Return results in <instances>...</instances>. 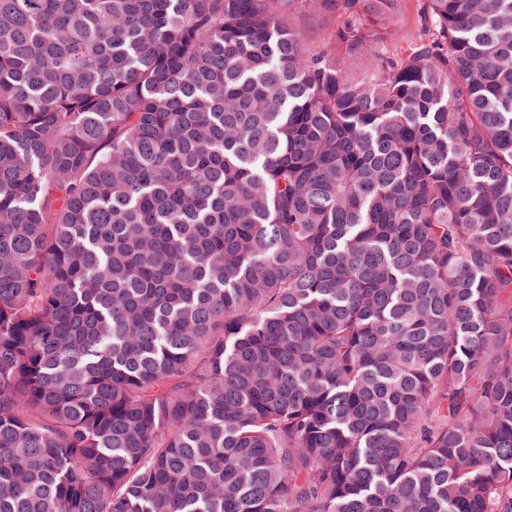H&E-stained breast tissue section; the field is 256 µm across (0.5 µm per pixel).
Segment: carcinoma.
<instances>
[{
    "label": "carcinoma",
    "instance_id": "carcinoma-1",
    "mask_svg": "<svg viewBox=\"0 0 512 512\" xmlns=\"http://www.w3.org/2000/svg\"><path fill=\"white\" fill-rule=\"evenodd\" d=\"M403 2L0 0V512H512V0ZM415 3L414 0H406L402 11L396 15L388 29L391 38H406L414 32L416 26ZM295 27L309 43L320 45L330 41L333 31L332 23L308 13L295 19Z\"/></svg>",
    "mask_w": 512,
    "mask_h": 512
}]
</instances>
